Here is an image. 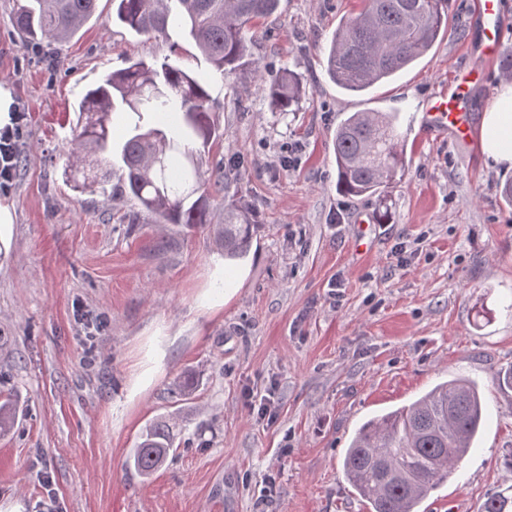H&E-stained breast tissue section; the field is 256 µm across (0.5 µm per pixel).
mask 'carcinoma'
Returning a JSON list of instances; mask_svg holds the SVG:
<instances>
[{
  "instance_id": "cac0c4a2",
  "label": "carcinoma",
  "mask_w": 512,
  "mask_h": 512,
  "mask_svg": "<svg viewBox=\"0 0 512 512\" xmlns=\"http://www.w3.org/2000/svg\"><path fill=\"white\" fill-rule=\"evenodd\" d=\"M450 0H363L359 13L343 20L327 47L326 70L337 86L363 92L395 77L430 52L448 32ZM279 0H112V19L137 34L163 38L180 30L228 76L248 53L253 21L272 16ZM96 0H22L16 29L30 42L61 43L93 17ZM255 75L274 110L298 102L303 82L295 72ZM81 125L65 155V179L73 190L106 191L94 177L75 178L86 159L98 155L122 172L121 191L158 224L209 228L216 249L229 260L245 256L254 232L249 204L224 205V223L213 224L210 197L198 157L220 139L206 79L165 57L127 58L100 77L77 105ZM146 112L150 125H136L119 144L112 141V115ZM389 112H353L333 139L336 189L345 196L372 197L406 167V143ZM483 420L477 386L455 377L408 405L363 423L344 457V473L370 512H419L420 503L443 483L473 448ZM174 445L165 420L147 424L130 464L149 476ZM483 512H512V486L489 496Z\"/></svg>"
}]
</instances>
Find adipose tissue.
<instances>
[{
  "mask_svg": "<svg viewBox=\"0 0 512 512\" xmlns=\"http://www.w3.org/2000/svg\"><path fill=\"white\" fill-rule=\"evenodd\" d=\"M479 148L485 161L512 168V83H502L495 104L480 121Z\"/></svg>",
  "mask_w": 512,
  "mask_h": 512,
  "instance_id": "obj_1",
  "label": "adipose tissue"
}]
</instances>
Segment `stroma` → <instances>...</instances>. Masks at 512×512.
Returning <instances> with one entry per match:
<instances>
[{"instance_id":"35a3bbf8","label":"stroma","mask_w":512,"mask_h":512,"mask_svg":"<svg viewBox=\"0 0 512 512\" xmlns=\"http://www.w3.org/2000/svg\"><path fill=\"white\" fill-rule=\"evenodd\" d=\"M451 0L450 36L395 81L357 96L324 72V48L359 0H280L245 64L223 79L178 35L147 38L97 0L65 43L24 41L0 0V87L26 114L23 164L0 194V503L23 512H369L343 474L367 419L462 375L487 410L474 448L419 512H481L512 485V169L488 167L473 134L425 129L424 104L474 64L478 129L502 83L482 49L512 50V0L489 19ZM171 56L206 76L222 139L202 157L214 222L244 200L257 226L224 259L202 229L168 226L119 189L63 177L82 94L123 58ZM290 69L305 95L271 111L255 69ZM399 115L407 166L377 198L336 190L332 137L351 112ZM166 355L140 394L151 340ZM193 377L191 395L175 384ZM177 425L164 465L128 464L148 423Z\"/></svg>"}]
</instances>
